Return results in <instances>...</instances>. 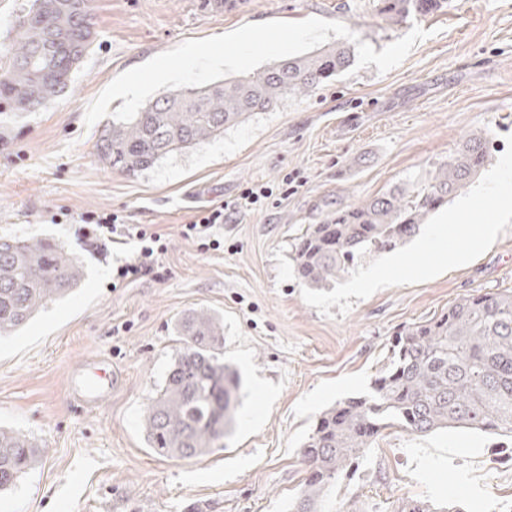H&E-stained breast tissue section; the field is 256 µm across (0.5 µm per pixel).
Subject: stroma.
<instances>
[{"mask_svg":"<svg viewBox=\"0 0 512 512\" xmlns=\"http://www.w3.org/2000/svg\"><path fill=\"white\" fill-rule=\"evenodd\" d=\"M380 0H92L96 39L48 107L0 115V236L68 249L82 286L0 340V424L36 438L39 457L0 512H287L305 477L298 451L319 414L366 390L397 330L439 316L473 291L512 288V226L472 263L420 284L353 299L330 316L305 303L292 245L310 224L425 177L466 137L487 142L493 167L512 135V0H446L390 26ZM319 17L345 24L375 51L413 25L431 35L397 68L368 65L306 96L284 97L209 143L129 175L103 164L102 123L87 105L119 74L184 41L249 23ZM271 198L224 226V249L200 253L178 233L198 209L248 186ZM111 210L167 237L164 280L112 289L133 245L100 257L50 211ZM224 319V360L243 388L221 447L179 460L154 454L140 421L183 344L182 317ZM95 355L120 375L97 410L77 408L70 369ZM512 439L451 428L387 430L350 467L331 501L348 512H396L402 499L512 512Z\"/></svg>","mask_w":512,"mask_h":512,"instance_id":"obj_1","label":"stroma"}]
</instances>
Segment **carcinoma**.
Segmentation results:
<instances>
[{
	"instance_id": "carcinoma-1",
	"label": "carcinoma",
	"mask_w": 512,
	"mask_h": 512,
	"mask_svg": "<svg viewBox=\"0 0 512 512\" xmlns=\"http://www.w3.org/2000/svg\"><path fill=\"white\" fill-rule=\"evenodd\" d=\"M443 0H381L390 24L425 17ZM95 37L91 0H32L18 16L14 45L0 68V105H51ZM351 46L338 42L274 62L252 74L194 89L163 92L128 123L105 127L99 159L128 175L167 155L224 134L286 95H307L346 69ZM486 145L468 138L425 180L393 187L309 224L294 245V275L325 288L365 253L390 252L419 234L431 212L466 187L484 164ZM83 269L65 248L0 237V337L23 329L47 303L77 288ZM184 347L144 408L149 448L177 459L199 457L231 432L242 380L224 363L219 315L195 309L182 318ZM417 435L463 428L512 438V289L466 294L436 319L404 327L363 394L324 410L300 447L306 478L288 512H329L327 503L350 466L386 430ZM38 443L0 427V491L16 486L35 462ZM398 512H464L404 499Z\"/></svg>"
}]
</instances>
